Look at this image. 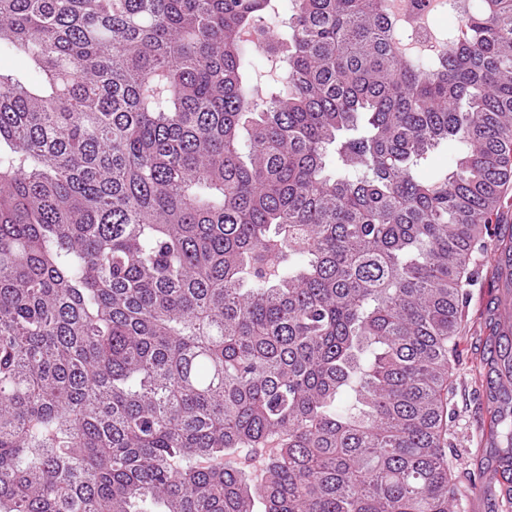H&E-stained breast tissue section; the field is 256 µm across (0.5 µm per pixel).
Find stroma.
Returning a JSON list of instances; mask_svg holds the SVG:
<instances>
[{"instance_id":"35a3bbf8","label":"stroma","mask_w":512,"mask_h":512,"mask_svg":"<svg viewBox=\"0 0 512 512\" xmlns=\"http://www.w3.org/2000/svg\"><path fill=\"white\" fill-rule=\"evenodd\" d=\"M494 263V258L475 252L473 267L479 279L463 308L466 328L459 338L451 401L454 434L447 450L460 489L455 512H512V499L501 492L507 429L494 423L488 412L495 378L490 361L500 345H512V335L500 334L501 315L512 309V287L492 274Z\"/></svg>"}]
</instances>
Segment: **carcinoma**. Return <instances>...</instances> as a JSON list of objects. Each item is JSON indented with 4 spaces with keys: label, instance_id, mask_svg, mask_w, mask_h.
Instances as JSON below:
<instances>
[{
    "label": "carcinoma",
    "instance_id": "cac0c4a2",
    "mask_svg": "<svg viewBox=\"0 0 512 512\" xmlns=\"http://www.w3.org/2000/svg\"><path fill=\"white\" fill-rule=\"evenodd\" d=\"M273 7L0 0V512H451L512 0L424 62L380 0H287L258 100Z\"/></svg>",
    "mask_w": 512,
    "mask_h": 512
}]
</instances>
